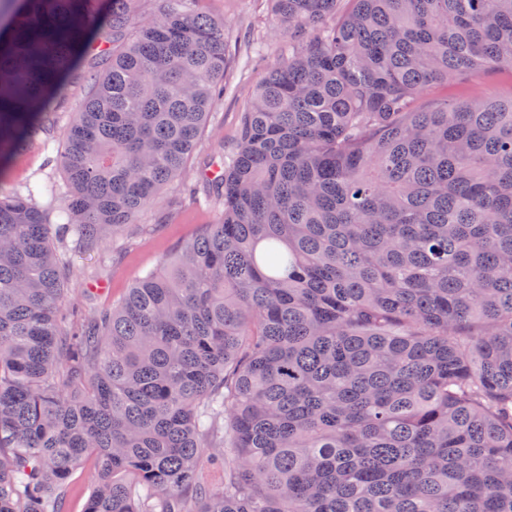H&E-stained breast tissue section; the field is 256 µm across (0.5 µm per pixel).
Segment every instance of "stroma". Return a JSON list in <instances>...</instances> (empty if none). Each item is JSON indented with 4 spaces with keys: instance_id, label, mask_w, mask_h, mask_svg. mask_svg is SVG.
I'll return each instance as SVG.
<instances>
[{
    "instance_id": "stroma-1",
    "label": "stroma",
    "mask_w": 512,
    "mask_h": 512,
    "mask_svg": "<svg viewBox=\"0 0 512 512\" xmlns=\"http://www.w3.org/2000/svg\"><path fill=\"white\" fill-rule=\"evenodd\" d=\"M194 7L223 21L228 61L224 98L211 109L199 148L183 174L190 184L211 153L233 146L241 114L267 66L288 51L287 38L274 28L269 0H195ZM447 94L475 101L491 96L507 98L512 96V77L499 72L472 74L452 80L447 89L430 92L434 99ZM49 182L64 184V175L36 141L16 154L0 177V187L11 193L22 194L27 186ZM216 214V206L206 202L204 193L189 197L172 188L139 215V223L148 227L145 233L106 240L95 251L84 250L74 239H67L63 251L74 288L72 303L89 313L111 309L136 279L174 257L204 225L214 223Z\"/></svg>"
}]
</instances>
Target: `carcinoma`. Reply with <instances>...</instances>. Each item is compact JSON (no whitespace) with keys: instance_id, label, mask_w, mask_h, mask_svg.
I'll use <instances>...</instances> for the list:
<instances>
[{"instance_id":"1","label":"carcinoma","mask_w":512,"mask_h":512,"mask_svg":"<svg viewBox=\"0 0 512 512\" xmlns=\"http://www.w3.org/2000/svg\"><path fill=\"white\" fill-rule=\"evenodd\" d=\"M137 2L0 14V163L93 77L66 223L0 190V512L91 456L84 512H512V98L425 97L512 73V0H271L217 221L68 334L59 245L147 230L224 96V22Z\"/></svg>"}]
</instances>
